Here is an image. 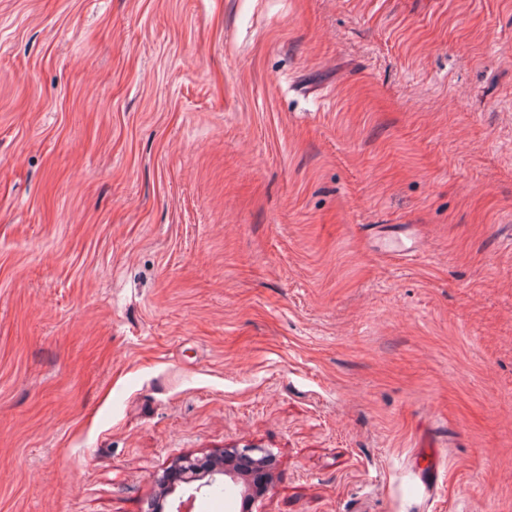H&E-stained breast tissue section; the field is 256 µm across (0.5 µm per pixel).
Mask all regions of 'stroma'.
I'll return each instance as SVG.
<instances>
[{
  "label": "stroma",
  "mask_w": 512,
  "mask_h": 512,
  "mask_svg": "<svg viewBox=\"0 0 512 512\" xmlns=\"http://www.w3.org/2000/svg\"><path fill=\"white\" fill-rule=\"evenodd\" d=\"M245 446L512 512V0H0V512Z\"/></svg>",
  "instance_id": "stroma-1"
}]
</instances>
